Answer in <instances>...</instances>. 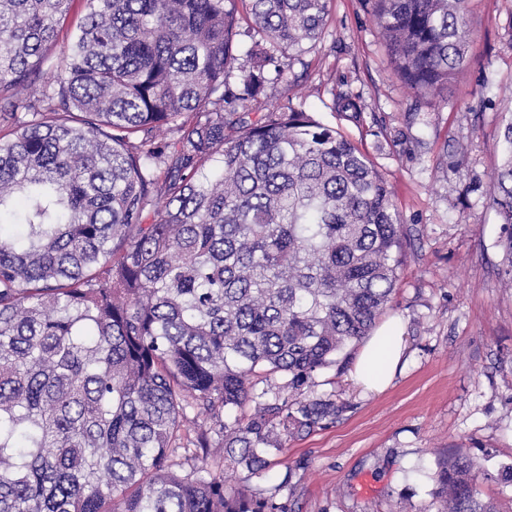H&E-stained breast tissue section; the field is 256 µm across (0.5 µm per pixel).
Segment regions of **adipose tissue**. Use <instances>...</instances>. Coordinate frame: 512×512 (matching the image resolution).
I'll return each instance as SVG.
<instances>
[{"label": "adipose tissue", "instance_id": "ef3b65f1", "mask_svg": "<svg viewBox=\"0 0 512 512\" xmlns=\"http://www.w3.org/2000/svg\"><path fill=\"white\" fill-rule=\"evenodd\" d=\"M401 353V329L393 324L373 336L365 345L355 365L356 379L369 390H383L392 377Z\"/></svg>", "mask_w": 512, "mask_h": 512}]
</instances>
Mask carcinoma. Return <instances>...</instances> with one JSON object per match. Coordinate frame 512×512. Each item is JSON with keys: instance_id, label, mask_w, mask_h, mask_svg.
<instances>
[{"instance_id": "cac0c4a2", "label": "carcinoma", "mask_w": 512, "mask_h": 512, "mask_svg": "<svg viewBox=\"0 0 512 512\" xmlns=\"http://www.w3.org/2000/svg\"><path fill=\"white\" fill-rule=\"evenodd\" d=\"M87 2L57 57L70 0H0V512H287L250 482L346 411L318 378L372 334L403 252L352 141L290 99L251 118L329 0ZM468 2L370 0L415 93L469 65ZM502 153L512 285V117ZM478 474L439 464L443 512H497Z\"/></svg>"}]
</instances>
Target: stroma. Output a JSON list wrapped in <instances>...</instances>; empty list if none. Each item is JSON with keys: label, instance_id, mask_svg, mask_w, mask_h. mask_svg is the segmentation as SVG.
<instances>
[{"label": "stroma", "instance_id": "35a3bbf8", "mask_svg": "<svg viewBox=\"0 0 512 512\" xmlns=\"http://www.w3.org/2000/svg\"><path fill=\"white\" fill-rule=\"evenodd\" d=\"M471 62L435 96L394 73L365 0H330L320 42L268 88L267 107L293 99L357 144L389 183L407 243L382 324L402 327L389 387L327 369L321 390L350 408L284 442L256 487L283 484L288 512H439L434 476L466 455L479 489L512 512V288L502 274L500 218L486 190L512 115V0H471ZM371 105L362 125L330 109L335 92Z\"/></svg>", "mask_w": 512, "mask_h": 512}]
</instances>
